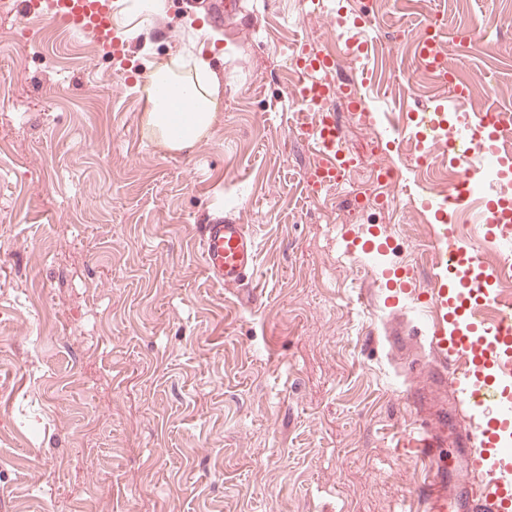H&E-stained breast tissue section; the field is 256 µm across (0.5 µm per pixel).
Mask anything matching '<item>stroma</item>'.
Listing matches in <instances>:
<instances>
[{"instance_id": "stroma-1", "label": "stroma", "mask_w": 512, "mask_h": 512, "mask_svg": "<svg viewBox=\"0 0 512 512\" xmlns=\"http://www.w3.org/2000/svg\"><path fill=\"white\" fill-rule=\"evenodd\" d=\"M378 3L353 36L388 49L338 61L371 106L336 104L357 164L317 189L282 66L336 39L310 0H241L219 25L168 0L123 64L0 0V512H420L424 469L390 441L415 419L413 354L383 338L382 271L433 287L439 201L388 138L449 94L414 51L434 14L449 65L492 73L481 101L512 119V0ZM208 54L214 126L159 147L141 76ZM381 167L397 184L360 204ZM218 216L256 239L255 304L204 274L197 227ZM375 231L380 267L350 246Z\"/></svg>"}]
</instances>
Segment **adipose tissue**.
<instances>
[{
    "label": "adipose tissue",
    "instance_id": "adipose-tissue-1",
    "mask_svg": "<svg viewBox=\"0 0 512 512\" xmlns=\"http://www.w3.org/2000/svg\"><path fill=\"white\" fill-rule=\"evenodd\" d=\"M149 88L151 110L147 122L157 130L167 149L193 147L214 123L220 88L207 59L198 60L190 82L173 77L165 64H155Z\"/></svg>",
    "mask_w": 512,
    "mask_h": 512
}]
</instances>
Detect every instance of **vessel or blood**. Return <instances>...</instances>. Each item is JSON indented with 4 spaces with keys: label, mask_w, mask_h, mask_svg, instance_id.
Returning <instances> with one entry per match:
<instances>
[{
    "label": "vessel or blood",
    "mask_w": 512,
    "mask_h": 512,
    "mask_svg": "<svg viewBox=\"0 0 512 512\" xmlns=\"http://www.w3.org/2000/svg\"><path fill=\"white\" fill-rule=\"evenodd\" d=\"M28 9L53 27L93 35L114 59L124 60L112 23V0H30ZM419 58L426 69L447 75L439 42L424 41ZM295 67L299 80L293 96L303 111L313 115L298 127L299 136L311 143L317 157L310 180L319 187L332 186L350 162L336 126L335 102L355 99L356 93L336 81L335 58L318 53L309 43L299 44ZM499 123L498 115L487 110L464 130L442 127L439 112L417 114L412 134L432 139L441 130L457 149L460 175L448 205L437 210L440 231H447L453 207L468 202L473 184L481 180L471 160L496 146ZM483 221L482 246L450 237L444 242L438 266L444 270L456 264L452 284H439L423 294L409 271L395 290V313L414 309L420 326L409 333L391 327L390 348L428 346L430 378L447 390L449 415L467 418L452 439L441 428L417 424L398 440L399 447L429 468L427 482L416 490L425 512H512V309L500 308L495 288L499 268L484 255L488 249L512 247V206L486 205ZM200 244L204 272L211 282L262 296L256 278L257 243L245 225L226 218L211 221L200 232ZM450 443L463 461L461 471L446 464L443 450Z\"/></svg>",
    "instance_id": "obj_1"
}]
</instances>
